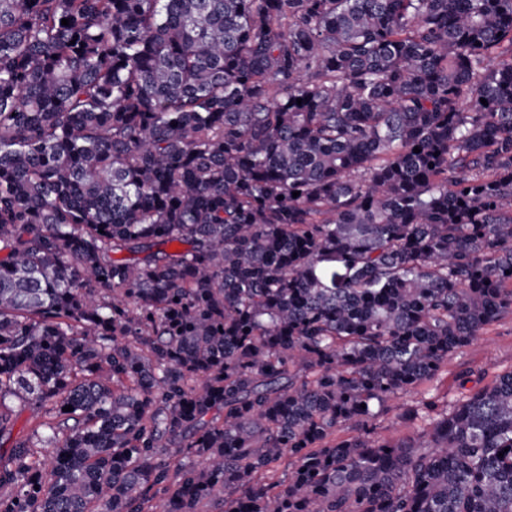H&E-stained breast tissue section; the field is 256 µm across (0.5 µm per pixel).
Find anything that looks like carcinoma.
<instances>
[{
	"instance_id": "carcinoma-1",
	"label": "carcinoma",
	"mask_w": 512,
	"mask_h": 512,
	"mask_svg": "<svg viewBox=\"0 0 512 512\" xmlns=\"http://www.w3.org/2000/svg\"><path fill=\"white\" fill-rule=\"evenodd\" d=\"M507 315L512 0H0V512H512ZM511 367L512 317L506 316L491 325L461 353L448 360L447 371L441 375L439 389L441 393H448L451 398L457 394L462 375H471L466 387L472 388L480 375L485 376L481 384L483 385L494 373L509 370Z\"/></svg>"
}]
</instances>
